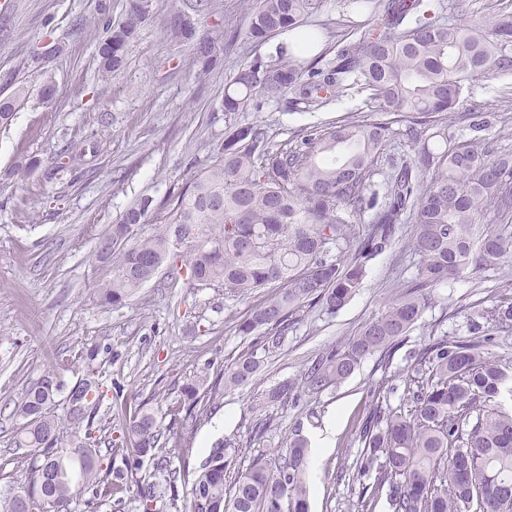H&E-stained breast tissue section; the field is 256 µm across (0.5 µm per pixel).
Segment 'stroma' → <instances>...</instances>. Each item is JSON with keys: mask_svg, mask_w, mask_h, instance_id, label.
Masks as SVG:
<instances>
[{"mask_svg": "<svg viewBox=\"0 0 512 512\" xmlns=\"http://www.w3.org/2000/svg\"><path fill=\"white\" fill-rule=\"evenodd\" d=\"M345 0H326L317 19L318 49L338 52L361 36L336 25ZM214 13L195 19L202 34L244 31L243 0H219ZM127 0H0L8 21L0 32V99L17 86L29 95L8 126L0 127V498L17 494L30 464L28 450L12 443L19 423L15 409L25 391L45 375L73 386L83 375L88 348L98 350L95 368L103 385L95 438L106 468L124 467L129 452L111 447L125 420L140 408L154 412L162 426L174 427L191 447L198 465L215 442H230L237 468L279 446L293 428L308 440L330 435V446L313 459L310 512H356L347 487L361 447L359 426L369 408V391L378 384L401 385L410 368L406 350L432 338L466 335L472 306L492 299L499 274L465 273L434 288L421 321L407 338L405 351L381 366L369 357L335 389L296 405L273 408L274 430L250 440L249 423L265 412L261 395L279 383L299 379L318 353L340 345L379 316L410 280L419 259L409 250V225H401L392 245L368 265L367 276L351 301L336 314L311 306L288 328L279 344L242 335L239 323L251 304L267 298L225 296L223 289L184 283L166 287L155 278L123 305L102 306L98 283L110 267L96 257L99 237L123 211L143 196L163 200L196 171L211 164L226 122L268 125L276 143L326 121L356 116L379 119L378 103L368 91L353 89L326 107L302 112L286 101L262 111L246 108L225 117L224 87L253 56H269L281 44L273 35L261 45L244 43L227 51L219 67L199 72L191 47L166 34L165 0L130 44L127 66L110 81L98 73L97 45L91 25L100 13L119 18ZM49 39L65 44L48 60L32 56ZM52 71L57 93L49 102L38 91L43 71ZM512 74L489 75L463 88L459 111L479 104L495 116L489 133L498 152L512 154V102L501 92ZM100 143L83 171L65 166L70 141ZM256 352L262 362L252 382L225 393L222 405L193 422L177 419L182 388L198 377L215 382L238 356ZM67 512H142L135 490L108 499L78 489Z\"/></svg>", "mask_w": 512, "mask_h": 512, "instance_id": "obj_1", "label": "stroma"}]
</instances>
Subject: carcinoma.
<instances>
[{
	"instance_id": "carcinoma-1",
	"label": "carcinoma",
	"mask_w": 512,
	"mask_h": 512,
	"mask_svg": "<svg viewBox=\"0 0 512 512\" xmlns=\"http://www.w3.org/2000/svg\"><path fill=\"white\" fill-rule=\"evenodd\" d=\"M218 0L184 4L169 0L165 32L188 44L203 74L212 70L234 36L201 35L194 16L216 9ZM156 0H130L121 21L100 20L99 74L108 80L127 63V47L148 19ZM325 0H258L247 4L245 38L262 44L285 29H297L323 13ZM346 8L368 17L359 42L309 64L285 47L240 67L224 87L221 110L257 111L287 93L295 109L319 110L353 85L370 92L383 112L402 114V128L383 120L348 116L302 129L274 145L266 125L224 128L219 157L159 204L141 197L98 238L97 257L113 261L112 275L98 284L101 305L116 307L166 268L169 287L181 279L216 286L245 299L260 288L274 292L251 307L238 331H264L276 339L307 305L327 314L343 308L362 286L368 263L392 243L399 225L412 221L411 250L420 257L415 276L378 317L341 346L324 351L301 373L262 395L269 408L317 397L349 378L372 356L390 364L428 308L430 291L467 269L512 268V156H493L484 135L491 115L479 105L463 113L470 136L448 138V115L456 112L466 82L512 73V13L488 7L484 24L465 22L467 0H454L455 23L435 19L431 0H346ZM27 99L21 88L0 100V125ZM395 139L409 158L386 154ZM372 213L368 224L354 215ZM493 214L494 223L481 217ZM154 225L145 238L134 228ZM512 326V294L469 319L470 338L433 339L408 353L411 372L401 403L394 407L381 385L373 388L358 441L351 491L369 512L386 496L389 512H468L481 496L480 512H512V410L498 402L512 395V354L497 351L491 330ZM260 368L256 354L237 357L224 368V383L209 387L200 377L182 389L184 419L216 404L220 390H234ZM64 383L46 376L28 388L17 407L21 420L14 447L32 451L26 484L0 499V512H30L33 501L64 505L75 481L123 493L143 457L152 458L156 480L140 485L144 512L176 501L177 482L192 477L188 512H309L308 442L296 428L268 456L236 472L231 490L226 475L232 459L224 443L211 448L199 466L189 457L163 452L178 442L152 412L142 411L122 428L132 462L100 478L90 440L101 391L91 375L70 388L73 411L66 421L54 414ZM274 426L265 415L248 427L249 439Z\"/></svg>"
}]
</instances>
